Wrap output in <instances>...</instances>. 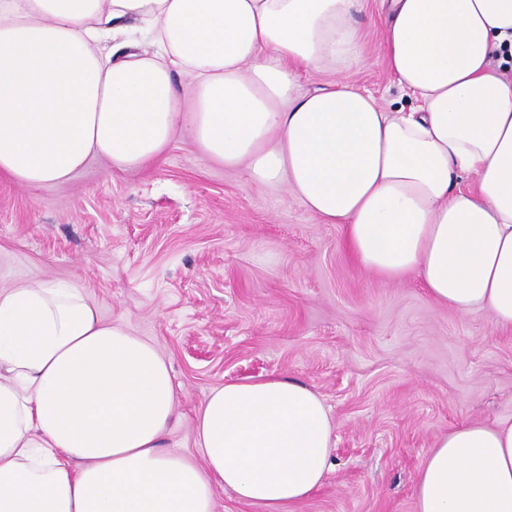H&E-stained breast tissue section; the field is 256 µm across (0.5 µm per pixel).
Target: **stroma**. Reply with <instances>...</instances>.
<instances>
[{
	"mask_svg": "<svg viewBox=\"0 0 512 512\" xmlns=\"http://www.w3.org/2000/svg\"><path fill=\"white\" fill-rule=\"evenodd\" d=\"M355 20L356 81L387 108L415 110L387 64L380 0H363ZM34 278L77 286L168 360L181 419L167 442L183 452L214 387L276 372L320 393L337 423L332 470L285 512H415L439 437L512 418V329L436 304L417 277L360 267L341 225L184 135L140 170L98 157L60 184L0 177V287Z\"/></svg>",
	"mask_w": 512,
	"mask_h": 512,
	"instance_id": "1",
	"label": "stroma"
}]
</instances>
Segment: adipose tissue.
<instances>
[{
    "mask_svg": "<svg viewBox=\"0 0 512 512\" xmlns=\"http://www.w3.org/2000/svg\"><path fill=\"white\" fill-rule=\"evenodd\" d=\"M360 2L0 0V176L141 168L184 133L342 225L357 264L512 329V79L490 65L512 54V0H381L413 112L351 78ZM137 33L151 50L133 51ZM328 67L339 79L307 87ZM177 403L155 346L76 286L0 289V512H215L219 488L284 512L325 482L337 425L306 384L213 388L194 456L166 443ZM415 512H512V420L442 436Z\"/></svg>",
    "mask_w": 512,
    "mask_h": 512,
    "instance_id": "adipose-tissue-1",
    "label": "adipose tissue"
}]
</instances>
